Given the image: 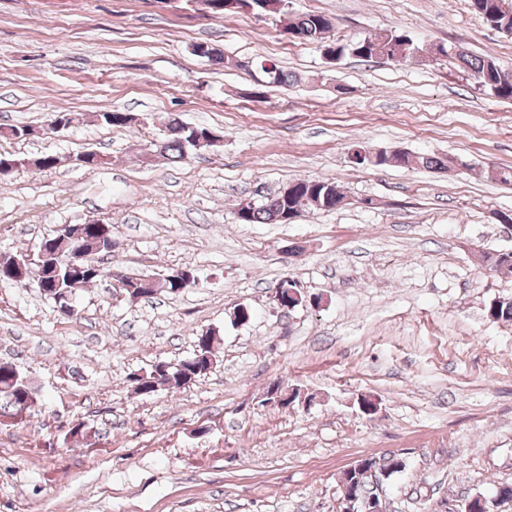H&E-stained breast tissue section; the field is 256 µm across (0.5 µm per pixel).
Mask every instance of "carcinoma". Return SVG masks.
Returning a JSON list of instances; mask_svg holds the SVG:
<instances>
[{"instance_id":"carcinoma-1","label":"carcinoma","mask_w":512,"mask_h":512,"mask_svg":"<svg viewBox=\"0 0 512 512\" xmlns=\"http://www.w3.org/2000/svg\"><path fill=\"white\" fill-rule=\"evenodd\" d=\"M472 9L493 29L512 35V0H470ZM248 9L257 14L264 13L287 21L288 32L293 38L308 41L317 45L321 55L333 62H338L347 56L365 59L383 58L387 61H408L420 57L422 49L407 34L396 29L369 33L347 41H331L327 32L332 27V20L324 14H304L293 16L286 8L280 6V0H248ZM435 54L455 61L461 73L474 80L478 87L483 88L494 96L512 101V68L501 66L489 57L474 56L464 50L454 53L451 48L439 45ZM266 74L268 85L287 86L291 83L290 73L281 69L270 59L248 63ZM244 62L237 66L248 65ZM206 128H185V123L172 119L167 127L162 149L170 158L182 160L188 152L197 149L194 138L205 135ZM356 165L369 166H399L404 168H427L448 170L457 165L455 158L439 157L429 154H411L409 152L387 153H356ZM343 193L334 182L320 179L295 181L294 197L281 199L276 194L255 202V205L243 213H237L241 224H282V217L289 211L294 215L306 210L331 211L340 207ZM68 240L69 247L75 246L90 254L86 262L87 269L78 276H73L67 265L61 262V256L55 254L56 248L63 240ZM112 249V225L92 221L81 228H66L58 238L51 236L46 240V253L34 255L29 264L25 265L26 273L36 271L42 293L49 298L62 297L75 292L76 289L91 285L107 276L103 267L97 264L95 256L104 250ZM488 268L496 271L512 272V252L489 253L485 255ZM125 288L134 289L137 294L148 297L154 294V289L164 288L171 294H177L196 285V278L190 283H177L161 279L160 282L145 284L139 278L127 276L123 278ZM487 316L495 321H512V299L501 297L493 299L487 306ZM197 361H179L167 370L154 368L150 376L143 378L136 374L129 376L135 389L143 394H149L160 385L170 389H180L206 375L205 367L209 359L214 357L213 344L206 338H196ZM26 375L16 364L6 361L0 364V424H16L21 412L29 411L34 401L28 399L27 391L22 381ZM402 464L395 458L383 460L371 459L368 469H372L389 479L401 471ZM512 502V484H503L496 489L491 498L477 496L471 505L470 512H495L499 504Z\"/></svg>"}]
</instances>
